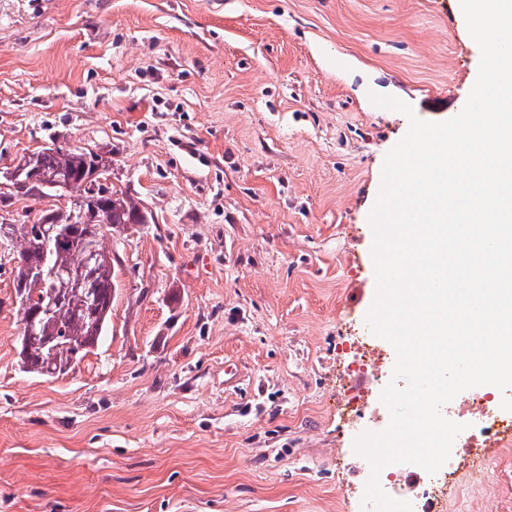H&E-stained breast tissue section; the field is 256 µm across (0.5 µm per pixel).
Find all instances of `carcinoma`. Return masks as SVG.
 <instances>
[{"label": "carcinoma", "instance_id": "obj_1", "mask_svg": "<svg viewBox=\"0 0 512 512\" xmlns=\"http://www.w3.org/2000/svg\"><path fill=\"white\" fill-rule=\"evenodd\" d=\"M21 161L50 178L54 187L45 189V196L53 197L59 192L74 194L83 199L86 210L94 215L87 222L75 223L69 210L44 212L40 218H49L46 242L35 236L32 224H14L11 228L12 240L18 243L13 277L17 294L33 293L28 266L43 262L52 269L68 270L77 263L78 247L89 257L90 271L83 286H72L67 276L58 281L49 280L46 287L39 289L37 297L31 299L30 307H18L25 327L31 313L46 306L42 295L53 290L56 302L52 313L39 312L36 319L39 338L26 348L22 357L28 372L47 376L70 367L76 351L89 353L104 336L117 288L112 273L116 260L104 245L105 231L148 224L151 215L121 191L104 185L93 190V185L105 178L109 164L92 149L51 145L22 157ZM97 215L105 220L95 219Z\"/></svg>", "mask_w": 512, "mask_h": 512}]
</instances>
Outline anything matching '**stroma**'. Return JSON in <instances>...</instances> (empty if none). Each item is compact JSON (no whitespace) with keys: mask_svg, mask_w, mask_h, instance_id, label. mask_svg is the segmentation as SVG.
<instances>
[{"mask_svg":"<svg viewBox=\"0 0 512 512\" xmlns=\"http://www.w3.org/2000/svg\"><path fill=\"white\" fill-rule=\"evenodd\" d=\"M480 49L458 0H0V170L99 151L152 214L106 235L105 336L26 372L0 258V512H359L340 423L376 293L369 215L406 134L459 114ZM447 512H512V443Z\"/></svg>","mask_w":512,"mask_h":512,"instance_id":"obj_1","label":"stroma"}]
</instances>
